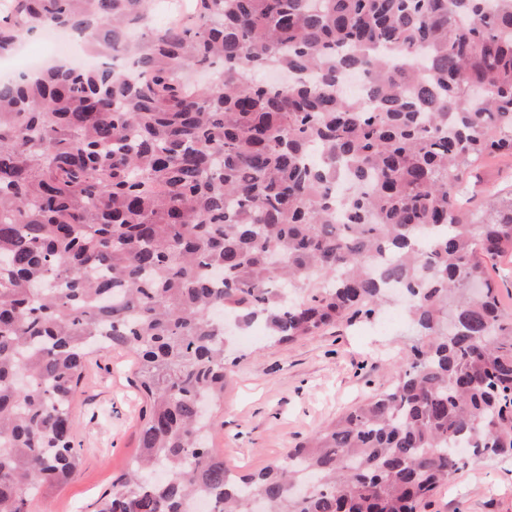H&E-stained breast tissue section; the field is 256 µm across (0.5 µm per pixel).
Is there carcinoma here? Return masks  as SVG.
<instances>
[{
  "label": "carcinoma",
  "mask_w": 512,
  "mask_h": 512,
  "mask_svg": "<svg viewBox=\"0 0 512 512\" xmlns=\"http://www.w3.org/2000/svg\"><path fill=\"white\" fill-rule=\"evenodd\" d=\"M151 4L0 15V59L54 28L134 61L0 81V512L74 474L75 392L110 348L145 406L97 512H418L466 461L512 459V317L487 274L512 256V189L458 199L512 157V0H192L158 30ZM393 288L419 339L392 384L236 473L200 415L224 399L220 314L276 345Z\"/></svg>",
  "instance_id": "carcinoma-1"
}]
</instances>
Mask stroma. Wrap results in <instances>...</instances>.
I'll return each mask as SVG.
<instances>
[{
  "label": "stroma",
  "mask_w": 512,
  "mask_h": 512,
  "mask_svg": "<svg viewBox=\"0 0 512 512\" xmlns=\"http://www.w3.org/2000/svg\"><path fill=\"white\" fill-rule=\"evenodd\" d=\"M414 340L401 304L389 303L370 322H345L289 344L260 337L237 345L224 399L213 407L215 447L239 473L262 468L388 386L394 362ZM142 405L131 357L116 350L93 356L75 406L81 463L67 484L40 491L33 512H94L135 453ZM420 512H512V462L465 465Z\"/></svg>",
  "instance_id": "1"
}]
</instances>
